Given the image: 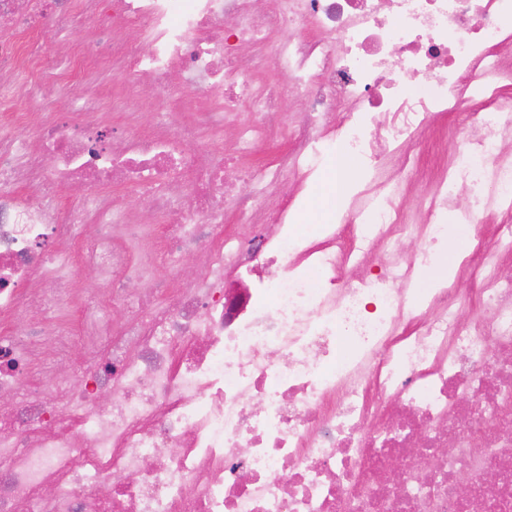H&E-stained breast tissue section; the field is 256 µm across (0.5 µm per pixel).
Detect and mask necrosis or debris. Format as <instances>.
<instances>
[{"label": "necrosis or debris", "instance_id": "1", "mask_svg": "<svg viewBox=\"0 0 512 512\" xmlns=\"http://www.w3.org/2000/svg\"><path fill=\"white\" fill-rule=\"evenodd\" d=\"M67 3L0 0V104L44 110L0 126V512H512V224L464 260L469 287L415 286L444 210L512 214V0H83L77 69L110 29L124 90L79 91L75 126L46 109L57 75L34 39ZM465 102L410 221L413 175L387 159ZM336 129L378 178L344 227L308 233L289 184ZM283 136L278 164L239 167ZM117 186L145 191L148 217ZM80 265L95 287L76 288Z\"/></svg>", "mask_w": 512, "mask_h": 512}]
</instances>
